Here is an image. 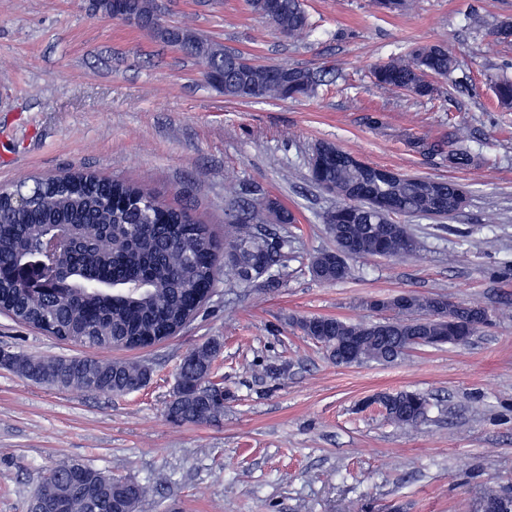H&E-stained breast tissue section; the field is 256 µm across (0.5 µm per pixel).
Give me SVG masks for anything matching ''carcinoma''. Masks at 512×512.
<instances>
[{
  "mask_svg": "<svg viewBox=\"0 0 512 512\" xmlns=\"http://www.w3.org/2000/svg\"><path fill=\"white\" fill-rule=\"evenodd\" d=\"M253 14L290 38L310 27L301 0H247ZM90 8L105 16L128 14L151 26L160 39L176 43L205 67L207 81L228 98H274L288 100L315 94L322 79L309 70L280 65L244 64L241 54L187 28L167 29L153 21L156 0H90ZM457 58L441 44H422L391 58L374 71L376 84L386 89H405L418 96H431L435 87L428 77H446ZM498 105L512 110V81L493 85ZM477 156L466 140L459 139L448 151L455 168L475 164ZM317 186L331 185L336 209L326 217L327 231L342 246L348 240L375 244L387 235L393 217L353 205L345 192L395 196L400 215L433 214L435 199L457 197L463 185L452 179H437L434 196L421 191L417 178L386 183L372 170L338 162L318 175ZM14 188L29 201L15 210L8 197L0 198V310L14 321L58 340L87 348H146L173 337L206 305L216 286L220 251L225 266L237 283H250L249 269L256 263L268 270L285 266L288 233L269 228L268 216L280 224L296 223L295 215L275 198L237 206L227 221L224 243L188 211L161 203L149 189L102 177L91 171L68 172ZM67 224L73 235L70 251L58 259L68 273V290L34 297L13 279L14 268L36 260L46 235L56 224ZM405 238L387 239L386 256L412 253ZM312 274L325 283L350 278L348 265L336 268L335 255L325 251L311 262ZM406 304L382 329L376 322L348 323L336 317L318 318L319 326L302 318L298 324L309 338L326 348L336 338L356 336L358 363H392L411 350L408 336L430 335V318L438 311L453 312L476 335L490 321L477 302L448 303V297L407 292ZM223 342L212 337L189 351L181 360L178 381L166 402L167 419L176 425L206 423L224 415V396L216 380ZM15 365L23 378L65 388L122 396L144 388L151 378L146 365L128 361H104L92 355L61 357L45 361L20 355ZM388 419L399 426L418 424L428 410V399L418 391L388 394ZM146 487L131 479H114L88 464L63 462L46 476L38 496L46 505L66 500L67 512H136Z\"/></svg>",
  "mask_w": 512,
  "mask_h": 512,
  "instance_id": "cac0c4a2",
  "label": "carcinoma"
}]
</instances>
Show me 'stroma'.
<instances>
[{"mask_svg": "<svg viewBox=\"0 0 512 512\" xmlns=\"http://www.w3.org/2000/svg\"><path fill=\"white\" fill-rule=\"evenodd\" d=\"M187 27L260 64L323 74L299 99H233L201 63L137 25L92 14L89 0H0V187L86 169L148 186L216 238L236 200L278 199L297 218L286 268L233 287L219 276L177 336L100 359L148 364L122 397L36 384L0 366V512H27L48 470L77 460L146 484L139 512H471L493 486L512 493V111L491 79H512V44L489 22L512 0H303L311 28L279 34L246 0H159ZM418 43L459 67L430 97L374 84L372 69ZM466 139L478 165L448 151ZM323 142L408 176L449 178L468 203L447 218L410 217L419 243L401 257H348L351 277L313 278L335 249L333 195L311 179ZM403 291L486 307L465 344L418 347L391 364L339 366L296 318L376 319L367 300ZM217 336L224 414L174 425L164 403L187 350ZM0 349L53 360L80 354L0 314ZM426 394L414 427L390 423L377 395Z\"/></svg>", "mask_w": 512, "mask_h": 512, "instance_id": "35a3bbf8", "label": "stroma"}]
</instances>
